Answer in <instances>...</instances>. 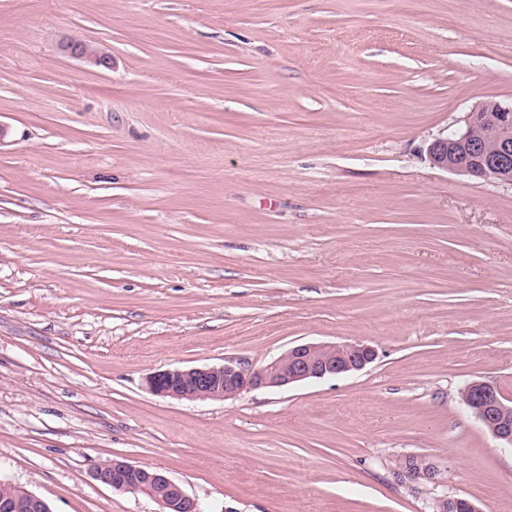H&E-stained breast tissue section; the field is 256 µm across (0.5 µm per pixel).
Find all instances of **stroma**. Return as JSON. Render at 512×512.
I'll return each mask as SVG.
<instances>
[{"label":"stroma","instance_id":"obj_1","mask_svg":"<svg viewBox=\"0 0 512 512\" xmlns=\"http://www.w3.org/2000/svg\"><path fill=\"white\" fill-rule=\"evenodd\" d=\"M70 39L112 57H66ZM512 104V0H0V480L52 512H512V184L420 151ZM362 342L234 399L148 374ZM418 456L438 482H399ZM465 388L460 392L462 404L471 410L487 430L497 439L504 441L507 446L503 449L512 450V422L505 420V414L510 407L502 395L490 384L483 381H472L468 384L464 400ZM93 477L96 481L118 492L131 493L130 491L136 489L149 491V488L154 485L166 486L171 492L168 498H159L154 495L150 497L160 506V512H204L198 501L189 496L178 483L160 470L147 465L112 460L107 465L95 468Z\"/></svg>","mask_w":512,"mask_h":512}]
</instances>
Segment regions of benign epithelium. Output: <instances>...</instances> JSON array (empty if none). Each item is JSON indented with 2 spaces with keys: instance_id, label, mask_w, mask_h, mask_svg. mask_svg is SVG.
<instances>
[{
  "instance_id": "1",
  "label": "benign epithelium",
  "mask_w": 512,
  "mask_h": 512,
  "mask_svg": "<svg viewBox=\"0 0 512 512\" xmlns=\"http://www.w3.org/2000/svg\"><path fill=\"white\" fill-rule=\"evenodd\" d=\"M432 167L485 181L512 184V105L486 101L467 113L464 127L438 137L426 147ZM374 359V350L362 344L305 343L259 369L226 362L220 366L173 368L146 377L153 394L186 400H226L258 388L284 387L294 383L336 377L359 371ZM462 404L471 410L487 430L512 447V422L505 420L508 407L490 384L472 381ZM96 481L118 492L147 490L162 485L168 498L151 496L160 512H204L198 501L166 474L147 465L113 460L93 470ZM20 498L0 503V512H49L46 503L23 487ZM478 512L474 503L458 497H441L434 512Z\"/></svg>"
}]
</instances>
